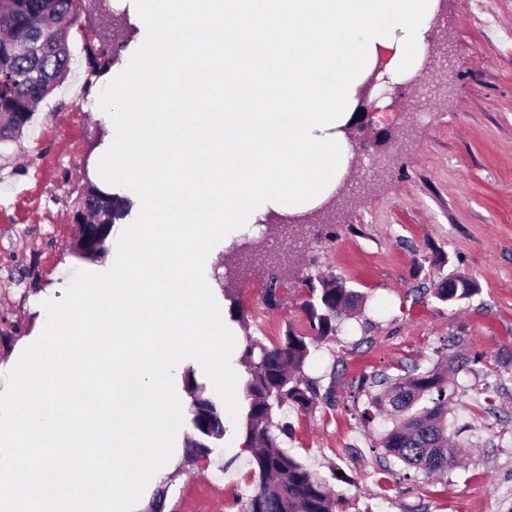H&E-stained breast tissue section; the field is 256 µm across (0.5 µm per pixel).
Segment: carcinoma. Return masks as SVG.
<instances>
[{
	"instance_id": "cac0c4a2",
	"label": "carcinoma",
	"mask_w": 512,
	"mask_h": 512,
	"mask_svg": "<svg viewBox=\"0 0 512 512\" xmlns=\"http://www.w3.org/2000/svg\"><path fill=\"white\" fill-rule=\"evenodd\" d=\"M79 17L76 0H0V142L21 133L35 106L65 78L71 62L69 37ZM84 51L93 71L114 62L113 49L92 40ZM121 200L122 208L112 211V193L90 182L76 209L88 222L113 225L126 219L133 208L131 199L123 196ZM303 283L309 330L289 327L271 346L249 337L242 353L249 374L244 450L251 454L258 483L240 512H336L340 504L305 464L280 448L279 436H291L292 428L275 421L274 415L288 404L303 411L314 407L317 387L305 374V364L320 341L336 335L340 321L356 309L360 296L334 274L309 276ZM476 290L474 281L456 273L433 295L455 303ZM465 368L467 363L450 360L446 371L422 370L413 364L401 376L378 375L369 405L391 416L392 427L376 439L384 456L427 478L443 476L457 465V443L448 434V408L460 400V394L448 380V372ZM185 389L197 434L193 453L205 457L207 445L226 432L224 406L205 394L190 371Z\"/></svg>"
}]
</instances>
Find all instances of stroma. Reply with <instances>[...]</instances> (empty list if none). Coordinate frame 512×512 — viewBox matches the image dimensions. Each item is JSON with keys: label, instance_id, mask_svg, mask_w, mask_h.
<instances>
[{"label": "stroma", "instance_id": "obj_1", "mask_svg": "<svg viewBox=\"0 0 512 512\" xmlns=\"http://www.w3.org/2000/svg\"><path fill=\"white\" fill-rule=\"evenodd\" d=\"M447 0L429 46L435 74L406 88L409 108L394 113L388 135L355 131L364 150L337 199L299 230L280 273L282 303L268 309L271 269L240 265L243 243L284 249L274 223L230 235L210 252L205 277L221 311L239 304L244 323L231 364L239 380L247 337L273 344L287 327L304 328L301 279L327 273L362 293L364 310L321 341L306 366L322 391L314 408L285 406L282 438L340 498L342 512H507L512 507V0ZM97 25L80 10L69 39L74 56L63 83L16 138L0 143V386L29 337L40 335L43 303L61 299L74 270L104 272L106 257L72 252L75 200L85 183L102 190L98 162L114 126L98 105L120 64L91 73L83 35ZM478 285L455 304L431 288L453 272ZM466 362L456 377L464 394L448 420L470 426L458 467L429 479L384 457L374 442L383 419L361 414L373 377L400 375L406 363L430 367L446 356ZM244 423L229 424L211 453L192 459L195 431L184 422L177 455L161 479L166 512H238L257 483L242 452Z\"/></svg>", "mask_w": 512, "mask_h": 512}]
</instances>
